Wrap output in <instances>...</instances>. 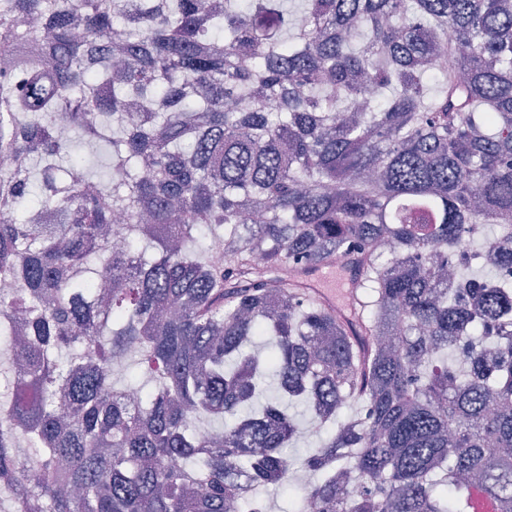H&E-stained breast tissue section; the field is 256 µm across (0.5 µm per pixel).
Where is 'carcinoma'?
Returning <instances> with one entry per match:
<instances>
[{
    "label": "carcinoma",
    "instance_id": "cac0c4a2",
    "mask_svg": "<svg viewBox=\"0 0 512 512\" xmlns=\"http://www.w3.org/2000/svg\"><path fill=\"white\" fill-rule=\"evenodd\" d=\"M1 160L0 512H265V369L317 512L512 500V0H0ZM311 297L336 307V271L325 266H311L303 271ZM331 279V280H330Z\"/></svg>",
    "mask_w": 512,
    "mask_h": 512
}]
</instances>
